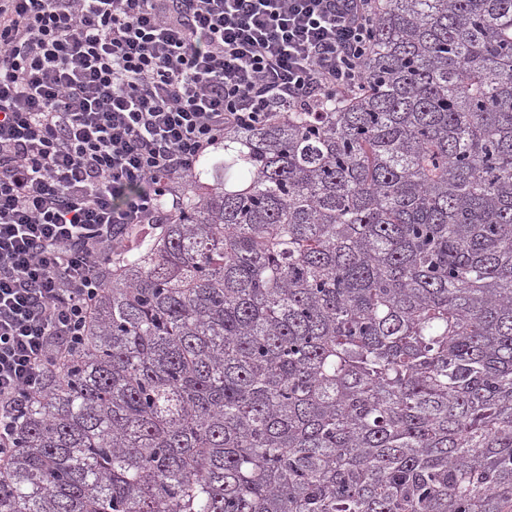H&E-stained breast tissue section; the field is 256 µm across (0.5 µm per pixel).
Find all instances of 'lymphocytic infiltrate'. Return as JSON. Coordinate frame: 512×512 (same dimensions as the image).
<instances>
[{
  "instance_id": "obj_1",
  "label": "lymphocytic infiltrate",
  "mask_w": 512,
  "mask_h": 512,
  "mask_svg": "<svg viewBox=\"0 0 512 512\" xmlns=\"http://www.w3.org/2000/svg\"><path fill=\"white\" fill-rule=\"evenodd\" d=\"M373 0H0V468L114 257L225 130L364 79Z\"/></svg>"
}]
</instances>
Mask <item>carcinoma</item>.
Here are the masks:
<instances>
[{
	"label": "carcinoma",
	"instance_id": "obj_1",
	"mask_svg": "<svg viewBox=\"0 0 512 512\" xmlns=\"http://www.w3.org/2000/svg\"><path fill=\"white\" fill-rule=\"evenodd\" d=\"M361 67L123 250L0 512H512V0H377Z\"/></svg>",
	"mask_w": 512,
	"mask_h": 512
}]
</instances>
